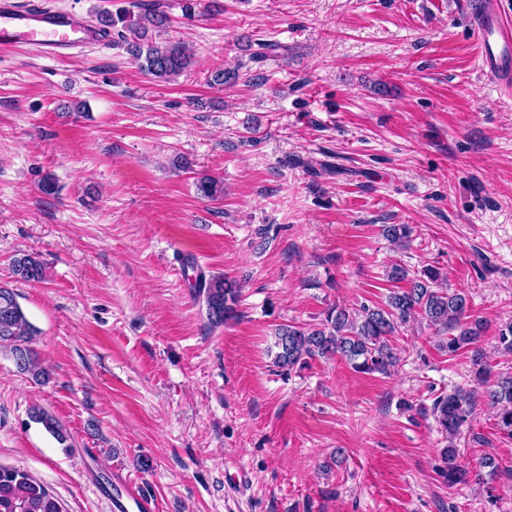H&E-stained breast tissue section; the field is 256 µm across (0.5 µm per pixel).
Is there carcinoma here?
Instances as JSON below:
<instances>
[{"label": "carcinoma", "mask_w": 512, "mask_h": 512, "mask_svg": "<svg viewBox=\"0 0 512 512\" xmlns=\"http://www.w3.org/2000/svg\"><path fill=\"white\" fill-rule=\"evenodd\" d=\"M167 14L156 8L138 14L126 8L98 15V24L112 30L118 44L139 64V67L160 82H171L188 69L192 57L186 46L172 37L160 39L156 32L166 27ZM198 194L208 200L224 197V183L203 176L196 182ZM383 235L401 247L409 239L407 224H385ZM12 273L20 281L40 283L46 279L43 262L33 253H21L12 260ZM443 273L438 268L425 267L415 274L402 265L391 266L387 278L391 282H407L406 288H394L383 304L361 306L352 312L341 305L327 309L317 326L280 324L274 330L273 365L286 375L302 370L316 358L338 356L360 373L387 374L397 357L390 337L399 327L420 319L435 326L445 335L442 348L453 355L463 348L472 351L475 375L486 383L484 396L495 409L498 429L512 439V372H494L478 342L483 332L481 321L470 319L467 295L438 287ZM196 297L205 305L207 321L221 326L237 316L242 295L240 282L222 275L209 277L199 274L194 283ZM38 330L29 322L17 300V293L0 284V352L12 358L18 372L33 381L46 384L50 371L42 364L33 347ZM473 400L463 391L440 396L433 404L435 420L448 439L441 450L442 473L448 483L457 484L466 471L458 459L454 438L468 426L472 417ZM32 421L43 425L59 443L69 435L59 421L40 406L29 410ZM0 512H62L57 499L26 471L0 466Z\"/></svg>", "instance_id": "carcinoma-1"}]
</instances>
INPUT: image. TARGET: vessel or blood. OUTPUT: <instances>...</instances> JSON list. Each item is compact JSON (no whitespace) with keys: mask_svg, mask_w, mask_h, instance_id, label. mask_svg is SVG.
Returning <instances> with one entry per match:
<instances>
[{"mask_svg":"<svg viewBox=\"0 0 512 512\" xmlns=\"http://www.w3.org/2000/svg\"><path fill=\"white\" fill-rule=\"evenodd\" d=\"M470 14L482 71L495 78L503 92L512 91V25L471 0ZM111 36L90 25L77 11H59L30 0H0V51L17 44L40 56L63 57L71 51L109 42ZM119 494L109 499L110 512H158L156 501L122 480Z\"/></svg>","mask_w":512,"mask_h":512,"instance_id":"obj_1","label":"vessel or blood"}]
</instances>
